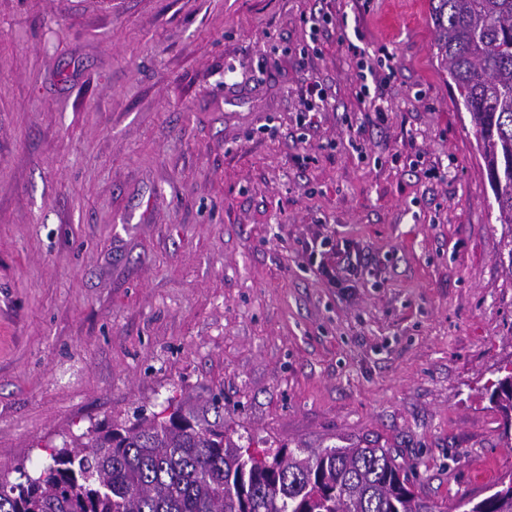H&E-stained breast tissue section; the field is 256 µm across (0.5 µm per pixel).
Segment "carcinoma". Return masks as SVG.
Masks as SVG:
<instances>
[{"mask_svg":"<svg viewBox=\"0 0 512 512\" xmlns=\"http://www.w3.org/2000/svg\"><path fill=\"white\" fill-rule=\"evenodd\" d=\"M441 68L466 111L497 205L512 228V0H429ZM490 400L512 424V370ZM55 448L35 475L0 476V512H433L387 448L258 452L224 425L177 409L139 411ZM495 491L468 512H512Z\"/></svg>","mask_w":512,"mask_h":512,"instance_id":"obj_1","label":"carcinoma"}]
</instances>
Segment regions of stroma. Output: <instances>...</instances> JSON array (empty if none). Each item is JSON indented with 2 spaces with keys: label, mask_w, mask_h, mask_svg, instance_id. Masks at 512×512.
Listing matches in <instances>:
<instances>
[{
  "label": "stroma",
  "mask_w": 512,
  "mask_h": 512,
  "mask_svg": "<svg viewBox=\"0 0 512 512\" xmlns=\"http://www.w3.org/2000/svg\"><path fill=\"white\" fill-rule=\"evenodd\" d=\"M351 43L392 58L384 123ZM497 214L428 0H0V468L220 392L254 448H386L437 512L482 500L478 463L512 477ZM319 230L369 253L351 287ZM304 250L312 258L320 256L316 270L328 288H347L342 285L355 279L365 265L364 257L359 250L352 249L351 241L336 243L331 235H316L305 243ZM490 400L503 414L508 425L512 424V368L492 384Z\"/></svg>",
  "instance_id": "35a3bbf8"
}]
</instances>
